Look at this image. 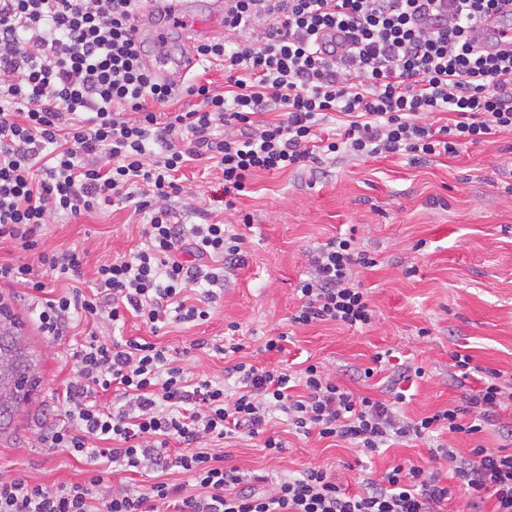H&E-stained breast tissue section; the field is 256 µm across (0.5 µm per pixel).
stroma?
<instances>
[{
    "label": "stroma",
    "mask_w": 512,
    "mask_h": 512,
    "mask_svg": "<svg viewBox=\"0 0 512 512\" xmlns=\"http://www.w3.org/2000/svg\"><path fill=\"white\" fill-rule=\"evenodd\" d=\"M324 167L326 176L314 183L292 171L248 178L244 195L224 213L245 238V264L230 275L202 324L172 321L154 332L132 314L115 327L82 315L59 342L39 331L27 288L0 284V299L23 319L43 372L15 433L0 437V472L47 487L86 479L84 462L65 449L40 447L37 437L41 426L57 422L59 399L78 376L71 350L92 332L159 343L176 352L186 373L218 382L226 363L211 347L223 344L235 322L246 360L286 367L308 359L354 393L378 399L386 396L395 364L420 366L425 375L409 388L402 406L413 419L460 405L473 387V380L461 384L452 378L453 352L467 351L474 365L512 378V194L502 188L512 173V131L497 132L457 156L414 162L407 156L363 161L340 155ZM179 183L184 191L173 200L179 211L208 207L220 189L216 169L202 162L188 163ZM245 214L251 224L239 223ZM146 223V215L128 203L76 219L52 217L49 244L86 251L87 258L80 280L48 273V287L59 294L75 287L89 292L97 267L136 249ZM347 232L376 260L375 267L357 273L374 310L372 326L364 331L334 323L292 326L309 252ZM280 331L290 336L284 352H263L266 339ZM385 351L392 352L395 364L361 379L360 370ZM269 427L284 440L285 452L267 456L251 441L237 439L224 449L227 464L248 476L326 468L343 474L354 492L359 466L379 474L400 463L430 464L429 449L418 440L362 457L342 442L298 436L283 418Z\"/></svg>",
    "instance_id": "1"
}]
</instances>
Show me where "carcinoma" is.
Returning <instances> with one entry per match:
<instances>
[{"label":"carcinoma","mask_w":512,"mask_h":512,"mask_svg":"<svg viewBox=\"0 0 512 512\" xmlns=\"http://www.w3.org/2000/svg\"><path fill=\"white\" fill-rule=\"evenodd\" d=\"M40 359L31 351L23 323L0 300V435L13 430L16 419L41 383Z\"/></svg>","instance_id":"cac0c4a2"}]
</instances>
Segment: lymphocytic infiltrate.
<instances>
[{
	"instance_id": "1",
	"label": "lymphocytic infiltrate",
	"mask_w": 512,
	"mask_h": 512,
	"mask_svg": "<svg viewBox=\"0 0 512 512\" xmlns=\"http://www.w3.org/2000/svg\"><path fill=\"white\" fill-rule=\"evenodd\" d=\"M144 0H0V241L31 261L0 263V282L38 299L44 335L68 336L76 313L115 324L134 311L157 329L176 318L204 322L219 274L204 257L239 268L245 239L201 211V223L176 221L175 175L187 162L215 161L225 209L253 173L301 170L343 153L357 158L455 156L512 130V50L484 49L482 20L512 23V0H231L224 29L232 43L207 41L196 62L222 66L223 90L192 74L175 84L145 67L137 26ZM345 33L343 53L320 34ZM196 108L180 107L184 98ZM269 112L282 120H266ZM445 112L447 124L427 123ZM132 203L147 214L142 246L96 270V291L46 297L41 270L81 275L85 252L47 248L50 216L77 218ZM297 290L293 325H371L374 311L356 267L376 264L353 236L313 250ZM71 356L79 378L66 388L57 423L41 447L67 449L90 463L83 482L46 487L0 474V512H440L451 496L437 469L449 465L472 497L512 512V452L444 446L440 436L475 435L512 407L500 372L475 378L463 405L417 420L390 399L360 396L310 364L285 368L237 362L216 382L193 377L167 348L135 338L90 335ZM301 394H291V387ZM118 392L120 404L104 403ZM296 434L333 439L372 454L389 442L435 441L431 469L399 464L362 479L353 493L334 474L244 479L225 466L222 446L269 435L272 415ZM183 447L171 455V442ZM180 469L188 483L169 481ZM150 473L143 486H106L117 473Z\"/></svg>"
}]
</instances>
